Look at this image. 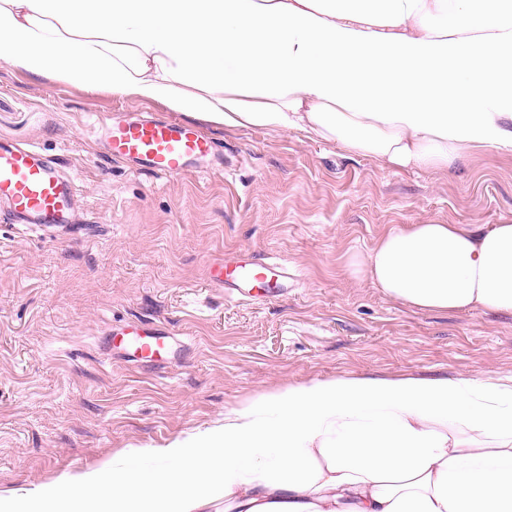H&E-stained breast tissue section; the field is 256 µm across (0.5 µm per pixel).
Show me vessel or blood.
Returning a JSON list of instances; mask_svg holds the SVG:
<instances>
[{
    "mask_svg": "<svg viewBox=\"0 0 512 512\" xmlns=\"http://www.w3.org/2000/svg\"><path fill=\"white\" fill-rule=\"evenodd\" d=\"M92 133L106 145L111 159L133 163L155 174H205L219 159L214 141L197 126L173 118L134 120L97 116ZM0 203L15 223L52 227L71 221L74 194L69 180L43 157L38 148L0 142ZM211 279L224 288H258L265 295L287 293V266L226 259L211 266ZM136 360L158 366L171 364L176 352L171 336L149 322L128 325Z\"/></svg>",
    "mask_w": 512,
    "mask_h": 512,
    "instance_id": "b4317fda",
    "label": "vessel or blood"
}]
</instances>
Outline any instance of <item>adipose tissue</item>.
Here are the masks:
<instances>
[{
	"instance_id": "adipose-tissue-1",
	"label": "adipose tissue",
	"mask_w": 512,
	"mask_h": 512,
	"mask_svg": "<svg viewBox=\"0 0 512 512\" xmlns=\"http://www.w3.org/2000/svg\"><path fill=\"white\" fill-rule=\"evenodd\" d=\"M0 55L226 128L388 168L512 150V0H0ZM350 271L423 311L512 314V223L393 227ZM60 512H512V383L284 385L156 466L44 484Z\"/></svg>"
}]
</instances>
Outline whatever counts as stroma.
I'll return each mask as SVG.
<instances>
[{
	"label": "stroma",
	"mask_w": 512,
	"mask_h": 512,
	"mask_svg": "<svg viewBox=\"0 0 512 512\" xmlns=\"http://www.w3.org/2000/svg\"><path fill=\"white\" fill-rule=\"evenodd\" d=\"M167 107L0 61V141L37 146L75 180L78 221L42 230L0 207V492L28 512L40 485L133 454L150 460L225 409L337 376L512 379V315L426 312L348 271L391 228L512 222V152L445 170L386 169L294 130L203 131L224 170L159 176L109 160L97 113ZM240 252L287 263V295L237 301L208 268ZM183 341L176 365L129 361L110 327Z\"/></svg>",
	"instance_id": "obj_1"
}]
</instances>
